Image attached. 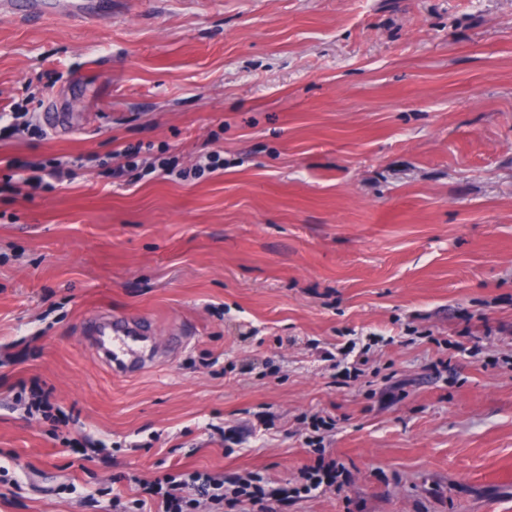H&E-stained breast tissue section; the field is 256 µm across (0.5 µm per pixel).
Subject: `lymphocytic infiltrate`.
Wrapping results in <instances>:
<instances>
[{
	"label": "lymphocytic infiltrate",
	"instance_id": "obj_1",
	"mask_svg": "<svg viewBox=\"0 0 512 512\" xmlns=\"http://www.w3.org/2000/svg\"><path fill=\"white\" fill-rule=\"evenodd\" d=\"M68 169L67 162L58 159L50 162L42 176L27 174L25 166L16 165L7 176L5 185L11 193L25 197L34 190L50 188L52 181L62 180ZM333 426L331 418L312 416L306 443L313 446L315 459L302 471L296 485L272 486L260 473L253 471L227 478L220 473L180 470L143 481L145 497L135 500L134 506L140 510L145 500L150 499L157 503L159 512H196L200 502L190 496L191 491L196 490L207 496L215 512H242L246 506L251 512H270L272 503H285L323 486L330 488L339 483L348 484L349 471L331 458L322 445L321 430H329Z\"/></svg>",
	"mask_w": 512,
	"mask_h": 512
}]
</instances>
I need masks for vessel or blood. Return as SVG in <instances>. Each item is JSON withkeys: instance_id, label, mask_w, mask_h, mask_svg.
I'll return each mask as SVG.
<instances>
[{"instance_id": "b4317fda", "label": "vessel or blood", "mask_w": 512, "mask_h": 512, "mask_svg": "<svg viewBox=\"0 0 512 512\" xmlns=\"http://www.w3.org/2000/svg\"><path fill=\"white\" fill-rule=\"evenodd\" d=\"M11 14L22 21H41L68 15L98 19L112 14V0H7ZM86 334L99 356L119 375L144 369L152 358L145 344L152 334L146 319L101 313L89 320Z\"/></svg>"}]
</instances>
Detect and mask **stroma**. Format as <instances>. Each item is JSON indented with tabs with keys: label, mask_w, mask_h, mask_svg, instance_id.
I'll use <instances>...</instances> for the list:
<instances>
[{
	"label": "stroma",
	"mask_w": 512,
	"mask_h": 512,
	"mask_svg": "<svg viewBox=\"0 0 512 512\" xmlns=\"http://www.w3.org/2000/svg\"><path fill=\"white\" fill-rule=\"evenodd\" d=\"M20 104L0 178L80 164L0 191V512H118L177 469L292 483L313 414L351 481L275 512H512V0L0 16V110ZM139 144L224 168L113 183ZM100 312L149 318L157 365L115 375ZM353 335L370 364L344 386L328 356ZM33 377L67 439L20 402ZM142 146L136 148H123L114 153L117 162L112 165V180L127 181L128 177L134 179V172L139 168V162L135 160L141 152ZM53 162H49V164H37L33 168L31 165H10L9 168L12 170V174L6 177L5 186L7 189L18 196H28L31 195V192L37 189H48L52 187L50 181L46 180V177L49 180L61 181L65 171L66 174H69L72 171L71 167L68 166L70 162L61 161L58 159H53ZM49 167V169H47ZM40 170L44 173L43 176L40 175H27L25 172L28 170Z\"/></svg>",
	"instance_id": "obj_1"
}]
</instances>
